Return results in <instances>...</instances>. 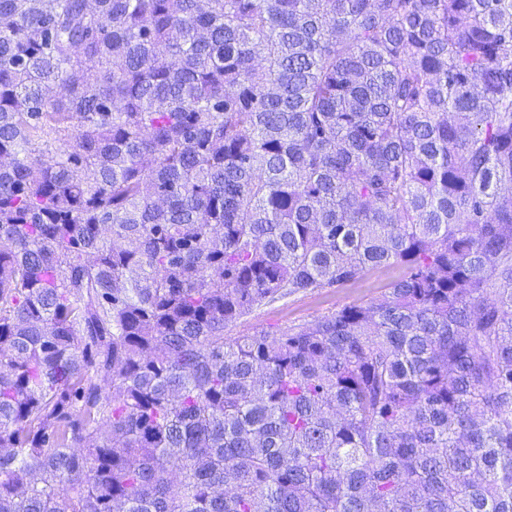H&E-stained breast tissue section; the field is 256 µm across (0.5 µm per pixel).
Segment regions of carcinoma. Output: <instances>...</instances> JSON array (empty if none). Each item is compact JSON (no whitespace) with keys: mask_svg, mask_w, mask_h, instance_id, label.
Listing matches in <instances>:
<instances>
[{"mask_svg":"<svg viewBox=\"0 0 512 512\" xmlns=\"http://www.w3.org/2000/svg\"><path fill=\"white\" fill-rule=\"evenodd\" d=\"M0 512H512V0H0ZM403 272L402 266L392 265L373 269L362 280L354 283L322 288L312 293L294 294L274 303L263 301L255 305L236 326L226 329L224 334L238 336L261 330L276 334L345 305L382 300L388 292L389 284L401 277Z\"/></svg>","mask_w":512,"mask_h":512,"instance_id":"obj_1","label":"carcinoma"}]
</instances>
